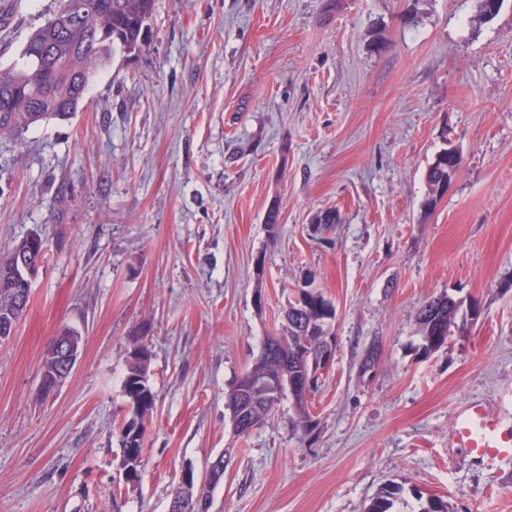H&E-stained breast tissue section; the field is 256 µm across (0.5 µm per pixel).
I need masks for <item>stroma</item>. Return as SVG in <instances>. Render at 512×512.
<instances>
[{"label":"stroma","mask_w":512,"mask_h":512,"mask_svg":"<svg viewBox=\"0 0 512 512\" xmlns=\"http://www.w3.org/2000/svg\"><path fill=\"white\" fill-rule=\"evenodd\" d=\"M57 7L0 0L1 68ZM447 147L462 166L423 211ZM31 233L48 252L0 343V512H168L183 469L219 456L211 512H367L391 482L397 512H512V460L452 437L465 404L512 390V0L490 18L480 0H156L146 50L115 52L70 120L0 139V254ZM307 279L336 308L313 429L285 398L238 435L227 394ZM446 292L480 314L421 355L417 311ZM67 328L79 362L41 399ZM135 337L156 406L129 484L114 424Z\"/></svg>","instance_id":"obj_1"}]
</instances>
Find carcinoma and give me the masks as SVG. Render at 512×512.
<instances>
[{
	"label": "carcinoma",
	"mask_w": 512,
	"mask_h": 512,
	"mask_svg": "<svg viewBox=\"0 0 512 512\" xmlns=\"http://www.w3.org/2000/svg\"><path fill=\"white\" fill-rule=\"evenodd\" d=\"M155 0H60L58 9L26 41L23 64L0 69V137L15 138L42 122L64 120L77 112L88 84L82 73L103 68L115 48L136 54L147 46ZM462 166V156L453 147L440 150L425 173L430 192L422 201L424 211H432L448 190L449 170ZM281 214L277 204L268 206L264 224L270 238L277 237ZM45 243L33 244L25 237L0 257V342L7 340L27 311L31 286L16 276V253L29 255L32 264L46 257ZM479 314L478 303L445 293L426 301L417 312L421 342L419 348L431 353L442 348L451 336L456 319ZM336 310L322 293L311 288L304 277L300 296L288 307L285 320L288 334L269 336L252 367L234 384L228 395L232 418L246 423L238 431L247 435L263 422L286 395L299 415L296 428L307 431L311 418L308 397L317 387L322 340L329 335ZM150 357H129L123 379L128 403H137L151 414L156 394L148 376ZM249 386L251 403L238 401L239 391ZM117 424L122 455L143 454L145 436L121 430ZM401 488L390 485L375 497L367 512H393Z\"/></svg>",
	"instance_id": "cac0c4a2"
}]
</instances>
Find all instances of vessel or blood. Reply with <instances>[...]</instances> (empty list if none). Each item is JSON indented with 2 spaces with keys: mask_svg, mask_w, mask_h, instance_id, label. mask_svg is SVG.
Returning a JSON list of instances; mask_svg holds the SVG:
<instances>
[{
  "mask_svg": "<svg viewBox=\"0 0 512 512\" xmlns=\"http://www.w3.org/2000/svg\"><path fill=\"white\" fill-rule=\"evenodd\" d=\"M454 438L481 457H512V429L503 426L500 417L492 416L478 402L464 406L455 425Z\"/></svg>",
  "mask_w": 512,
  "mask_h": 512,
  "instance_id": "vessel-or-blood-1",
  "label": "vessel or blood"
}]
</instances>
